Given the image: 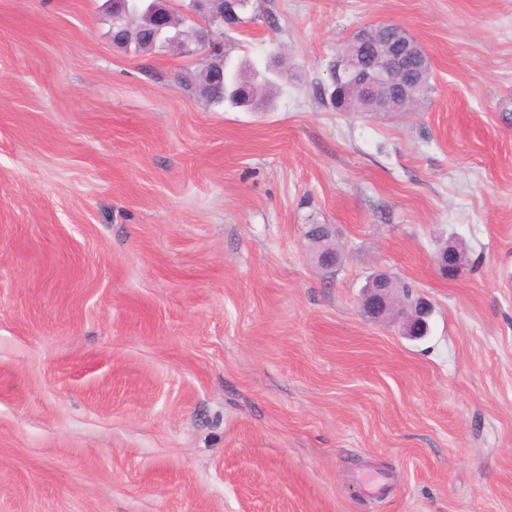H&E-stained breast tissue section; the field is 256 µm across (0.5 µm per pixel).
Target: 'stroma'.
I'll return each mask as SVG.
<instances>
[{"label":"stroma","instance_id":"1","mask_svg":"<svg viewBox=\"0 0 512 512\" xmlns=\"http://www.w3.org/2000/svg\"><path fill=\"white\" fill-rule=\"evenodd\" d=\"M249 15L215 36L281 68L261 112L114 46L106 0H0V512H512V0ZM385 22L433 92L337 112L329 64ZM379 269L427 336L363 314ZM465 260V253L462 248L451 245L448 247V255L442 251L437 253L434 261L438 270L443 275H448V269L451 271L460 269ZM448 265L449 268H448ZM431 314V305L422 298L412 303L410 312L402 314V334L411 340L426 336L429 331L428 319Z\"/></svg>","mask_w":512,"mask_h":512}]
</instances>
